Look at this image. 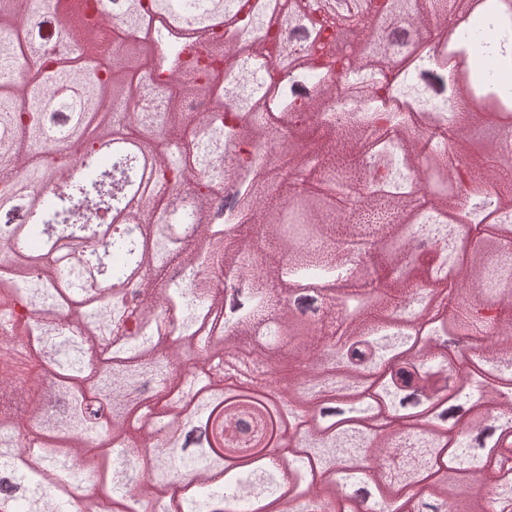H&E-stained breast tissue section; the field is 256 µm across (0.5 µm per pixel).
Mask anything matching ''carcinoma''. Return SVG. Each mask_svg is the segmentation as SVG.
Listing matches in <instances>:
<instances>
[{"mask_svg":"<svg viewBox=\"0 0 512 512\" xmlns=\"http://www.w3.org/2000/svg\"><path fill=\"white\" fill-rule=\"evenodd\" d=\"M118 1L113 13L45 0L54 34L75 44L47 58L16 50L32 0H0V210L20 178L41 197L0 234L16 268L0 286V512H102L73 494L88 472L124 512H335L338 500L512 512V319L490 314L512 308V0ZM450 14L454 37L387 71L409 32ZM186 23L209 34L207 62L175 64ZM274 24L296 34L279 56L288 95L263 66ZM118 26L149 34L102 68L88 55ZM132 73L180 98L108 112ZM196 98L211 109L193 121L182 102ZM226 100L244 124H226ZM269 110L295 127L319 115V149L288 142L309 184L288 202L222 149L263 140ZM476 122L496 129L478 158ZM105 136L112 152L100 154ZM366 152L381 166L348 164ZM133 194L143 207L128 209ZM243 224L256 237L226 246ZM348 243L381 245L386 283L347 275ZM450 243L468 257L462 279ZM229 273L239 287L226 296ZM426 282L449 289L451 309L413 306ZM338 316L350 336L339 361L299 367L279 391L229 390L213 372L224 347L259 331L334 349L321 331ZM443 336L488 338L476 359L499 379L449 372ZM149 382L173 395L167 414L141 399ZM282 447L297 452L270 457ZM475 484L490 495L474 497Z\"/></svg>","mask_w":512,"mask_h":512,"instance_id":"1","label":"carcinoma"}]
</instances>
